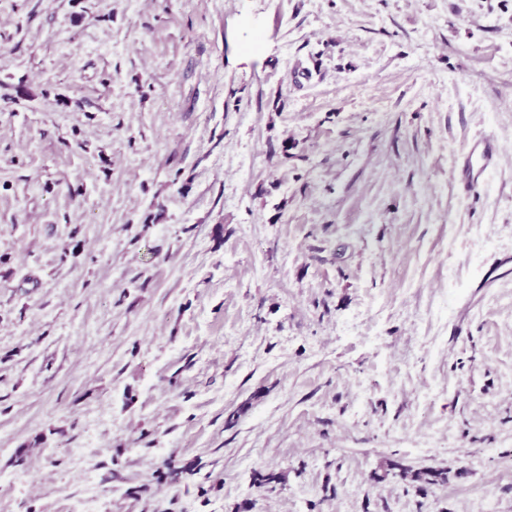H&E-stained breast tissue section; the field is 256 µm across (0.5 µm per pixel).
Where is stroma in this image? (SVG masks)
Masks as SVG:
<instances>
[{"mask_svg":"<svg viewBox=\"0 0 512 512\" xmlns=\"http://www.w3.org/2000/svg\"><path fill=\"white\" fill-rule=\"evenodd\" d=\"M88 501L512 512V0H0V512ZM499 153V142L492 135H482L465 144L458 162V184L462 193L468 195L484 183L487 173L495 167ZM386 467V475H389L392 471L398 470V474L394 472V475H399L402 479L410 477L412 482L418 484L417 489H419V491L425 490L428 485L436 484L439 481L444 482L446 480V474L443 470L426 469L423 471L410 472L409 469L394 460H389Z\"/></svg>","mask_w":512,"mask_h":512,"instance_id":"obj_1","label":"stroma"}]
</instances>
